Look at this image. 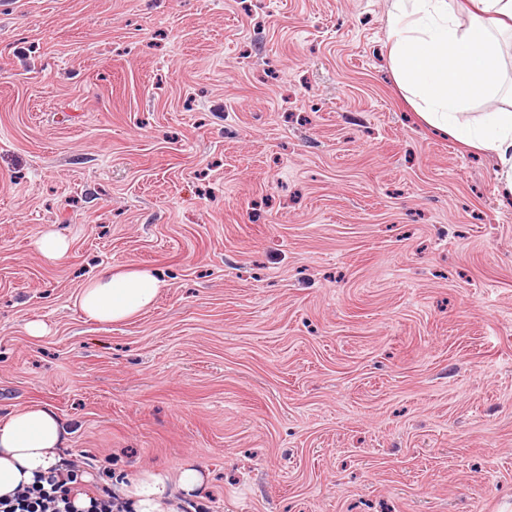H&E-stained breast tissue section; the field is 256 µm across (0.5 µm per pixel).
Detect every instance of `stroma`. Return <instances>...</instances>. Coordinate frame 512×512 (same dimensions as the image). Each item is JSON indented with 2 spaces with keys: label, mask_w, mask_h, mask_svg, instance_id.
Listing matches in <instances>:
<instances>
[{
  "label": "stroma",
  "mask_w": 512,
  "mask_h": 512,
  "mask_svg": "<svg viewBox=\"0 0 512 512\" xmlns=\"http://www.w3.org/2000/svg\"><path fill=\"white\" fill-rule=\"evenodd\" d=\"M390 9L5 0L0 418L207 512H512V199L401 98ZM128 265L155 305L86 317ZM38 246L42 254L48 260L61 262L69 253L70 242L64 234L58 231H52L45 234L40 239ZM160 285L157 276L147 269L108 268L81 288L77 306L92 320L124 322L150 309ZM117 488L118 501L128 512H175L177 498L187 509L194 510L187 501L195 499L194 494L203 485L205 476L193 466H184L174 473L144 469ZM194 503V502H192Z\"/></svg>",
  "instance_id": "stroma-1"
}]
</instances>
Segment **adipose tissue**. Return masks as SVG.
<instances>
[{
	"mask_svg": "<svg viewBox=\"0 0 512 512\" xmlns=\"http://www.w3.org/2000/svg\"><path fill=\"white\" fill-rule=\"evenodd\" d=\"M512 37V0H392L387 58L405 101L429 127L466 147L493 152L499 181L512 195V110L501 108L468 119L477 102L501 93L506 69L504 42ZM160 281L150 270L106 269L81 288L80 310L103 323L127 321L150 309ZM69 432L48 406L28 405L0 420V498L39 483L47 475L67 479L64 453ZM205 477L193 466L176 472L145 469L120 483L125 512H174L192 500Z\"/></svg>",
	"mask_w": 512,
	"mask_h": 512,
	"instance_id": "ef3b65f1",
	"label": "adipose tissue"
}]
</instances>
